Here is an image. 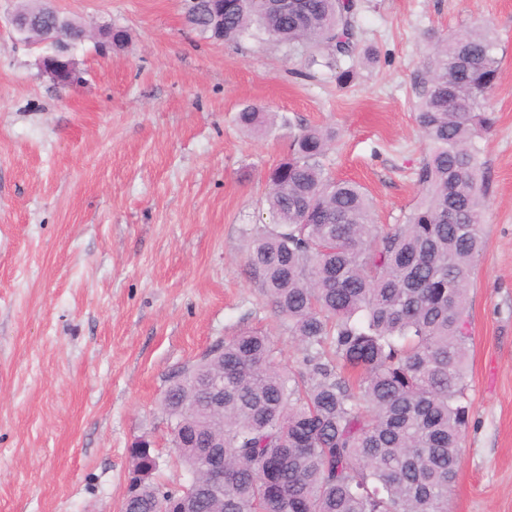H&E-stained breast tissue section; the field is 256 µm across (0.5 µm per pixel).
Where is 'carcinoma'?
I'll use <instances>...</instances> for the list:
<instances>
[{
	"mask_svg": "<svg viewBox=\"0 0 512 512\" xmlns=\"http://www.w3.org/2000/svg\"><path fill=\"white\" fill-rule=\"evenodd\" d=\"M359 0H195L192 30L238 43L263 34L294 54L351 65ZM416 75V119L427 149L421 201L401 224L375 223L360 185L324 165L336 133L305 127L266 177L274 217L256 233L243 274L298 342L300 367L281 363L271 336L242 332L169 377L163 411L179 440L182 483L156 480L159 456L133 448L142 473L124 512H448L463 452L470 339L468 288L490 193L480 140L496 123L485 106L500 79L497 42L483 25L429 40ZM276 114L236 116L265 133ZM224 451V493L210 492L208 455Z\"/></svg>",
	"mask_w": 512,
	"mask_h": 512,
	"instance_id": "1",
	"label": "carcinoma"
}]
</instances>
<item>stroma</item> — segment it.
<instances>
[{"mask_svg":"<svg viewBox=\"0 0 512 512\" xmlns=\"http://www.w3.org/2000/svg\"><path fill=\"white\" fill-rule=\"evenodd\" d=\"M0 0V512H118L140 437L160 482L184 481L161 401L170 374L210 347L262 329L299 353L242 265L272 223L264 175L291 129L330 128L325 163L362 184L377 221L418 202L427 141L414 76L427 35L473 24L499 42L502 79L482 141L491 185L484 248L468 291L472 420L448 512H512V0H361L355 81L266 39L190 33L182 0H55L124 48L72 51L82 80L54 84L45 48L19 43ZM245 104L277 113L239 129Z\"/></svg>","mask_w":512,"mask_h":512,"instance_id":"35a3bbf8","label":"stroma"}]
</instances>
